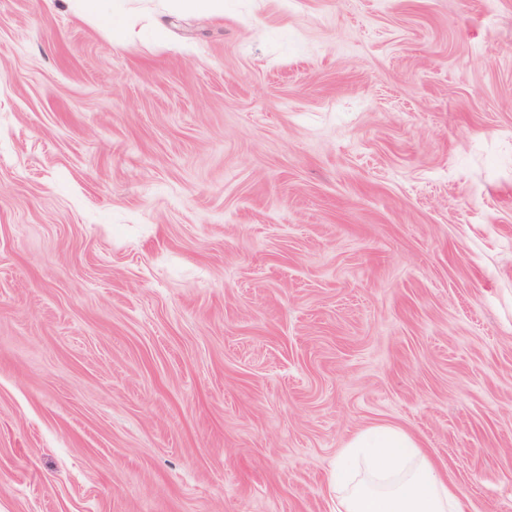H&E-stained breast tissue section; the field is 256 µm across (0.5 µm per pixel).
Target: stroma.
<instances>
[{"label":"stroma","mask_w":512,"mask_h":512,"mask_svg":"<svg viewBox=\"0 0 512 512\" xmlns=\"http://www.w3.org/2000/svg\"><path fill=\"white\" fill-rule=\"evenodd\" d=\"M123 10L0 0V512H512V0ZM82 14L96 17L101 21H109L120 9L121 0H76ZM408 433L375 425L355 433L344 456L359 458L365 476L336 470L332 512H477L472 500L421 451Z\"/></svg>","instance_id":"1"}]
</instances>
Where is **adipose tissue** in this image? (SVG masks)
<instances>
[{
    "instance_id": "adipose-tissue-1",
    "label": "adipose tissue",
    "mask_w": 512,
    "mask_h": 512,
    "mask_svg": "<svg viewBox=\"0 0 512 512\" xmlns=\"http://www.w3.org/2000/svg\"><path fill=\"white\" fill-rule=\"evenodd\" d=\"M344 453L364 475L338 468L330 487L332 512H475L472 500L400 428L375 425L355 433Z\"/></svg>"
}]
</instances>
